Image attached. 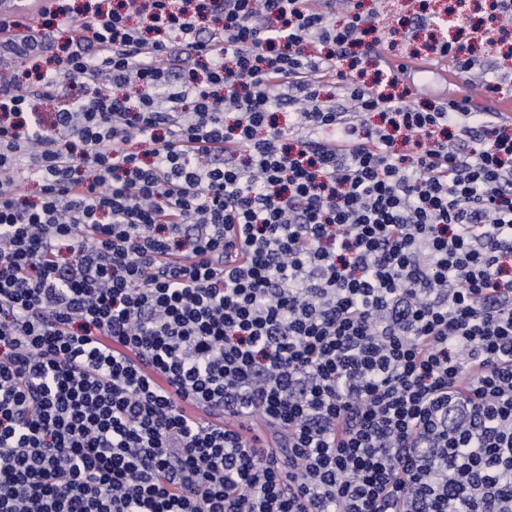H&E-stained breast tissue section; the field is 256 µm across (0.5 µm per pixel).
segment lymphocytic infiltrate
Instances as JSON below:
<instances>
[{
  "label": "lymphocytic infiltrate",
  "instance_id": "1",
  "mask_svg": "<svg viewBox=\"0 0 512 512\" xmlns=\"http://www.w3.org/2000/svg\"><path fill=\"white\" fill-rule=\"evenodd\" d=\"M332 5L0 21V512H512V116ZM404 83L410 88L411 94L407 98V103L411 107L422 106L425 103L434 102L437 100L452 99L455 98L459 87L449 86L444 81H439L433 85H427L418 83L414 80V83L408 79H404ZM469 96L465 93L460 94L454 100L459 103H465L467 106L471 104V100L466 101Z\"/></svg>",
  "mask_w": 512,
  "mask_h": 512
}]
</instances>
